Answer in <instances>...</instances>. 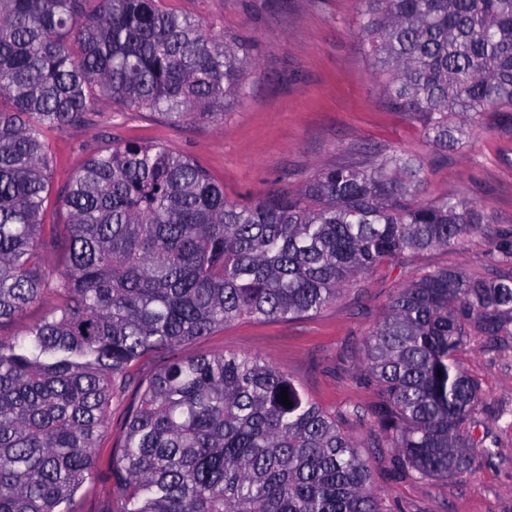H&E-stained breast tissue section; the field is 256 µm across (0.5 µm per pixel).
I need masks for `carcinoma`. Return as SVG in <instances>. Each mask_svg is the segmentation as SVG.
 I'll list each match as a JSON object with an SVG mask.
<instances>
[{"label": "carcinoma", "instance_id": "1", "mask_svg": "<svg viewBox=\"0 0 512 512\" xmlns=\"http://www.w3.org/2000/svg\"><path fill=\"white\" fill-rule=\"evenodd\" d=\"M360 3L381 95L434 146L486 112L512 125V0ZM254 67L248 41L159 0H0V512H60L132 384L108 467L117 512H385L347 414L252 355L175 350L234 321L317 314L377 265L496 223L485 206L419 200L425 168L402 152L237 205L191 157L127 142L91 153L61 199L66 223H44L46 132L88 125L107 103L222 121ZM58 250L62 268L48 262ZM46 297L23 335L3 334ZM511 331L512 274L445 267L399 287L363 360L399 473L471 469L481 388L457 354L473 332ZM154 354L165 364L136 379Z\"/></svg>", "mask_w": 512, "mask_h": 512}]
</instances>
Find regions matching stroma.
Returning <instances> with one entry per match:
<instances>
[{"mask_svg":"<svg viewBox=\"0 0 512 512\" xmlns=\"http://www.w3.org/2000/svg\"><path fill=\"white\" fill-rule=\"evenodd\" d=\"M217 33L251 39L255 68L243 102L220 123L175 126L147 112L108 105L90 125L46 134L53 195L66 190L89 154L115 142H161L195 159L223 186L228 201L247 204L270 194L292 195L319 169L368 163L373 154L405 152L427 173L422 198L452 192L486 204L494 224L450 249H431L405 263L386 262L336 303L289 321L241 320L182 346L179 354L238 352L258 356L295 378L306 395L332 411L357 409L363 422L343 429L367 442L374 486L386 512H512V335L470 336L461 368L481 386L472 436L471 471L445 480L413 482L395 474L391 448L372 412L380 386L362 369L365 339L404 283L442 267L487 275L496 270V235L512 231V127L487 112L472 137L453 148L433 146L419 120L391 110L373 80L358 36V0H162ZM133 392L112 400V420L98 466L62 512H106L107 465L124 434ZM493 456H485L484 448Z\"/></svg>","mask_w":512,"mask_h":512,"instance_id":"35a3bbf8","label":"stroma"}]
</instances>
